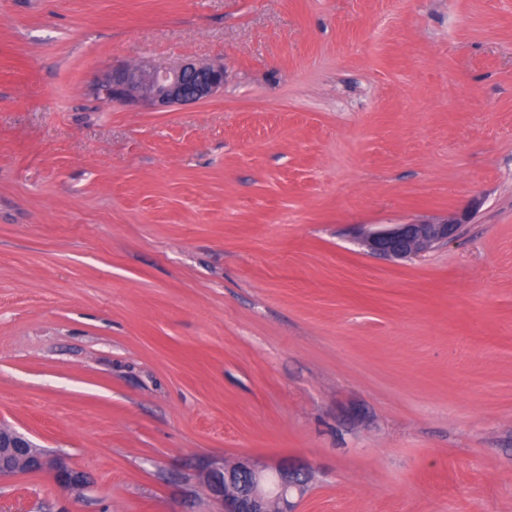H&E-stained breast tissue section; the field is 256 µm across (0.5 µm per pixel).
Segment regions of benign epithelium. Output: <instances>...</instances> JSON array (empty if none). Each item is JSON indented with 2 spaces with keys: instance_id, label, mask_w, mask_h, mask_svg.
<instances>
[{
  "instance_id": "1",
  "label": "benign epithelium",
  "mask_w": 512,
  "mask_h": 512,
  "mask_svg": "<svg viewBox=\"0 0 512 512\" xmlns=\"http://www.w3.org/2000/svg\"><path fill=\"white\" fill-rule=\"evenodd\" d=\"M224 66L186 61L173 67L114 66L98 79L99 100L163 109L205 101L224 91ZM459 217L442 222L412 221L367 231L360 238L370 253L408 261L455 239ZM44 475L63 490L81 494L87 489L84 472L62 454L51 453L15 428L0 424V477ZM201 477L222 512H293L291 497L306 492L311 473L286 463L258 469L249 461L227 464L208 461Z\"/></svg>"
}]
</instances>
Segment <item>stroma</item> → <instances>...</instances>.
I'll return each instance as SVG.
<instances>
[{
  "label": "stroma",
  "mask_w": 512,
  "mask_h": 512,
  "mask_svg": "<svg viewBox=\"0 0 512 512\" xmlns=\"http://www.w3.org/2000/svg\"><path fill=\"white\" fill-rule=\"evenodd\" d=\"M218 63L157 112L116 63ZM468 214L409 261L363 232ZM0 512H512V0H0ZM224 67L186 61L173 67L112 66L94 91L103 103L163 109L207 100L224 90ZM85 473L62 454L51 453L15 428L0 424V477L44 475L63 490L80 495L87 489ZM201 477L224 512H293V494L301 497L311 481L305 468L288 463L258 469L249 461H208Z\"/></svg>",
  "instance_id": "stroma-1"
}]
</instances>
